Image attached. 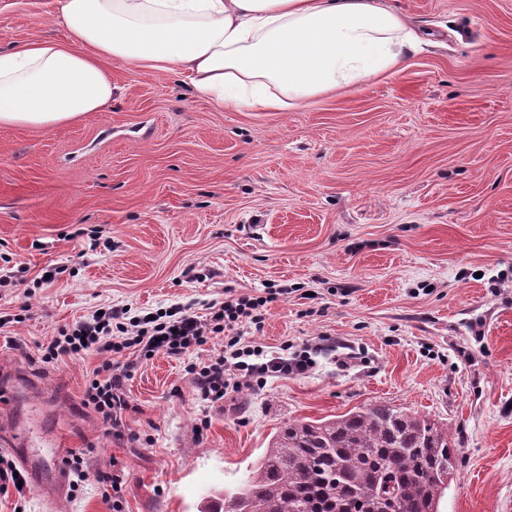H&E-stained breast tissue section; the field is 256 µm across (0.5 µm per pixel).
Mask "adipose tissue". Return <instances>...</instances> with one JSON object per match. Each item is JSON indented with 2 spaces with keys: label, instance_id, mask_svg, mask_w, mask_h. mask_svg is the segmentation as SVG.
Listing matches in <instances>:
<instances>
[{
  "label": "adipose tissue",
  "instance_id": "adipose-tissue-1",
  "mask_svg": "<svg viewBox=\"0 0 512 512\" xmlns=\"http://www.w3.org/2000/svg\"><path fill=\"white\" fill-rule=\"evenodd\" d=\"M66 40L0 52V128L112 104L105 64L176 71L228 111L285 112L395 72L421 36L395 0H57Z\"/></svg>",
  "mask_w": 512,
  "mask_h": 512
}]
</instances>
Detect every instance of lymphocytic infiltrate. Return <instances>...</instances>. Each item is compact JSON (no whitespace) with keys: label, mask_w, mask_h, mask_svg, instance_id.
Instances as JSON below:
<instances>
[{"label":"lymphocytic infiltrate","mask_w":512,"mask_h":512,"mask_svg":"<svg viewBox=\"0 0 512 512\" xmlns=\"http://www.w3.org/2000/svg\"><path fill=\"white\" fill-rule=\"evenodd\" d=\"M267 302L264 296L232 293L223 301L207 304L201 313L178 307L150 318L112 305L52 337L43 360L49 363L88 354L101 357V372L86 386L83 402L94 409L108 433L121 439L126 435L122 412L128 406L124 381L138 360L156 353L180 360L188 352L223 338L217 354L191 368L201 398L213 403L223 400L227 391L312 369L310 351L271 354L262 346L243 342L245 327L259 322Z\"/></svg>","instance_id":"1"}]
</instances>
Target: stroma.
Masks as SVG:
<instances>
[{
	"label": "stroma",
	"mask_w": 512,
	"mask_h": 512,
	"mask_svg": "<svg viewBox=\"0 0 512 512\" xmlns=\"http://www.w3.org/2000/svg\"><path fill=\"white\" fill-rule=\"evenodd\" d=\"M397 4L431 44L287 112H226L177 74L112 60L110 108L0 129V272L16 280L0 312L22 317L0 328V390L90 475L58 501L7 489L0 512H112L99 471L124 473L121 512H207L283 424L370 403L459 442L439 512H512V0ZM65 35L56 0H0L1 51ZM267 288L290 294L244 342L315 345V367L209 403L189 367L217 344L156 353L124 384L129 440L83 403L97 357L42 360L106 305L144 315Z\"/></svg>",
	"instance_id": "stroma-1"
}]
</instances>
